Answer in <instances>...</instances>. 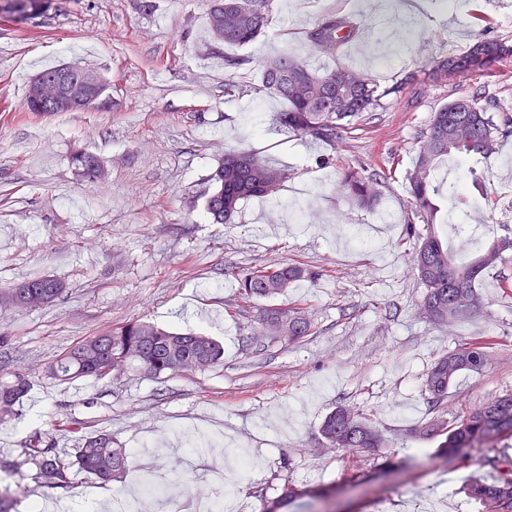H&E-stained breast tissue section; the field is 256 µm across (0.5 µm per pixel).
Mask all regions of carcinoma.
I'll return each instance as SVG.
<instances>
[{
	"label": "carcinoma",
	"mask_w": 512,
	"mask_h": 512,
	"mask_svg": "<svg viewBox=\"0 0 512 512\" xmlns=\"http://www.w3.org/2000/svg\"><path fill=\"white\" fill-rule=\"evenodd\" d=\"M272 0H205L209 29L224 22V45L245 47L267 28ZM48 0H3L0 13L7 19L23 20ZM474 35L469 48L459 54L435 57L429 61L431 73L453 66V79L492 72L512 58V39L502 38L485 29L486 18L477 13ZM363 24L348 15L327 12L319 16L305 34L308 48L316 55L338 56L343 47L363 35ZM258 94L284 100L287 108L277 113V123L304 140L335 144L354 122L367 112H374L382 98L379 86L361 70L337 65L318 69L290 49L261 60ZM512 138V111L489 95L482 86L441 105L432 113L422 133V145L407 178L406 192L412 208L425 224V232L407 225L408 237L415 240L412 262L424 288L419 310L429 321L451 324L480 310L481 297L476 285L484 272L495 266L505 253L512 251V236H497L467 262H461L441 237L436 225L441 213L443 193L435 181V172L456 158L466 172V181L453 187L464 193L467 180L477 183L472 162L494 154L500 142ZM71 164L89 183L102 176V168L93 153L76 149ZM288 171L276 168L250 151L224 155L210 175L213 190L204 209L215 224H232L241 213L244 201L255 197H274ZM381 175L376 170L347 167L340 177V187L351 200L366 207L379 204L377 189ZM240 299H271L287 292L301 279L316 283L321 271L309 265L283 263L252 267L234 272ZM54 287L55 298L64 293V283L52 276L26 280L0 289V306L35 310L47 306L41 297L44 287ZM258 324L263 331L250 337V343L263 345L267 339L295 343L310 335L311 323L299 307L268 305L258 309ZM493 346L489 338H477L456 345L438 355L424 372L420 389L430 410V417L411 434L421 439L438 438L436 454L448 462L464 463L471 452L479 451L482 466L494 473L491 480L473 478L465 487V497L480 505V512H512V392L472 408L448 421L444 406L448 394L463 372H480L488 364ZM224 363V346L204 332H178L150 322L132 320L89 336L60 355L46 370V376L58 381L81 378H115L135 369L151 379H162L179 372L205 371ZM31 382L28 375L15 373L0 381V423L17 416L19 406ZM71 432L77 440L74 459L63 458L54 438L47 432L32 433L20 460L0 458V474H17L26 466L39 486L69 492L75 476L86 473L103 483L123 477L136 453L123 448L112 434L97 431L89 436ZM320 434L332 448L342 451H374L387 447L378 427L346 406L336 407L321 424ZM0 512H16L19 499L10 485L1 484ZM334 493L329 485L299 487L285 481L279 497L265 512L308 498L317 500Z\"/></svg>",
	"instance_id": "1"
}]
</instances>
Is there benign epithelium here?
<instances>
[{
  "label": "benign epithelium",
  "mask_w": 512,
  "mask_h": 512,
  "mask_svg": "<svg viewBox=\"0 0 512 512\" xmlns=\"http://www.w3.org/2000/svg\"><path fill=\"white\" fill-rule=\"evenodd\" d=\"M104 78L78 65L64 64L49 77L39 74L29 83V98L40 112H73L89 103L112 107V98L101 94Z\"/></svg>",
  "instance_id": "benign-epithelium-1"
}]
</instances>
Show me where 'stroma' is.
<instances>
[{"label":"stroma","instance_id":"stroma-1","mask_svg":"<svg viewBox=\"0 0 512 512\" xmlns=\"http://www.w3.org/2000/svg\"><path fill=\"white\" fill-rule=\"evenodd\" d=\"M483 9L494 31L512 38V0H273L271 23L245 53L253 59L285 47L305 51L309 21L327 10L364 22L374 79L387 94L376 112L350 128L342 143L302 140L275 124L282 100L255 94L256 70L230 72L228 49L208 30L202 0H52L22 23L0 18V288L50 275L64 296L39 310L0 309V370L28 372L31 391L18 419L0 424V458L17 459L32 430L54 433L61 452L71 434L56 421L91 420L139 454L121 481L102 485L80 475L72 491L16 476L24 502L53 512H109V496L140 497L143 475L165 492L150 512H189L188 501L216 490L196 469L189 485L174 481L182 459L229 466L212 441L196 454L183 432L220 431L245 441L251 468H230L229 503L263 512L284 480L333 482L341 497L314 502L309 512H478L460 490L483 474L480 460L454 468L434 459L435 441L411 436L427 417L420 377L439 354L474 336L496 337L483 371L460 375L448 397L449 415L512 391V253L477 288L483 306L450 325L423 319V294L411 264L407 225L416 223L406 179L420 135L441 105L478 84L512 107V59L497 71L455 82L427 79L415 106L392 93L405 73L428 59L459 53L475 31L469 14ZM100 73L112 106L50 117L27 112L30 80L62 64ZM242 92L229 98L225 80ZM94 153L103 178L78 177L75 147ZM250 150L288 178L273 198L245 201L235 223L214 224L204 212L209 176L224 154ZM512 140L478 162L491 204L449 209L451 223L473 225L474 236L512 232V209L499 190L512 164ZM385 174L381 204L369 209L339 188L345 167ZM300 261L322 269L316 285L301 281L279 304L306 307L310 336L249 349L259 308L237 305V283L226 266ZM142 319L183 331H204L224 345V363L204 372L154 380L135 372L117 379L72 383L46 377L58 354L108 326ZM340 404L364 413L389 442L378 454L328 449L319 427ZM401 469L376 476L385 456Z\"/></svg>","mask_w":512,"mask_h":512}]
</instances>
